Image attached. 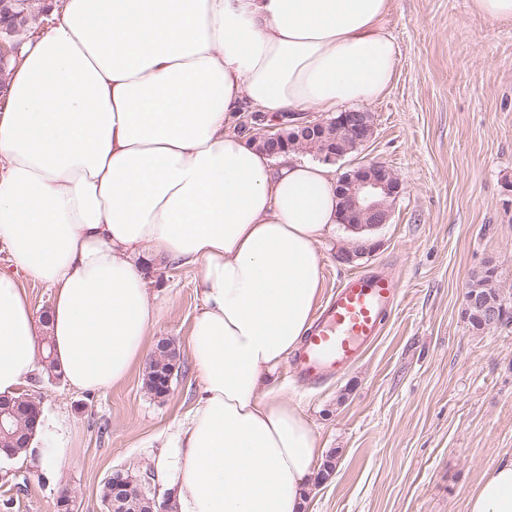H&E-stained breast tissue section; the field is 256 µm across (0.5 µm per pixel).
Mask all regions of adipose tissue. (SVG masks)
<instances>
[{
    "instance_id": "adipose-tissue-1",
    "label": "adipose tissue",
    "mask_w": 512,
    "mask_h": 512,
    "mask_svg": "<svg viewBox=\"0 0 512 512\" xmlns=\"http://www.w3.org/2000/svg\"><path fill=\"white\" fill-rule=\"evenodd\" d=\"M390 0H63L25 42L0 109V242L53 293L48 321L0 272V397L49 333L79 392L122 381L156 323L145 259L201 269L189 337L202 381L157 462L175 512H303L320 455L274 385L322 290L338 222L324 164L274 157L235 130L379 98L395 76ZM73 427L44 416L46 469ZM468 512H512V454Z\"/></svg>"
}]
</instances>
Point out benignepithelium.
<instances>
[{"instance_id": "obj_1", "label": "benign epithelium", "mask_w": 512, "mask_h": 512, "mask_svg": "<svg viewBox=\"0 0 512 512\" xmlns=\"http://www.w3.org/2000/svg\"><path fill=\"white\" fill-rule=\"evenodd\" d=\"M24 0H0V30L10 31L25 16ZM20 44L0 40V65L11 61H19ZM336 128V144L325 145L320 159L324 162H334L345 155L342 141H352L357 145L367 143L374 135V120L370 113L358 110L339 112L329 120L319 119L292 122L288 136V150L299 151L310 140L319 141L326 133L328 126ZM340 200L339 223L348 230L361 233L373 230L388 223L392 207L401 194L402 184L395 172L380 161H370L360 164L344 172L336 182ZM466 302L475 308L489 323L497 324L504 313L484 303L481 297L466 289ZM41 412L40 401L31 395H22L13 399H0V435L8 432V428L16 419H22L31 428L36 424ZM112 484L116 498L114 504H119L125 497L136 495L151 505L156 501L150 499L143 483L127 478L122 472L112 473Z\"/></svg>"}]
</instances>
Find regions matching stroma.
<instances>
[{"label": "stroma", "mask_w": 512, "mask_h": 512, "mask_svg": "<svg viewBox=\"0 0 512 512\" xmlns=\"http://www.w3.org/2000/svg\"><path fill=\"white\" fill-rule=\"evenodd\" d=\"M385 29L398 54L393 83L366 106L375 135L333 170L381 161L402 193L389 222L362 236L373 251L343 260L362 237L341 225L319 249L323 295L351 274L391 268L398 302L377 341L335 377L301 384L287 360L277 383L333 457L305 512H467L483 475L512 453V322L474 330L464 298L492 267L512 306V21H489L471 0H391ZM147 280L157 311L148 341L168 337L180 350L169 396L145 392L141 363L93 393L30 379L22 393L73 424L71 451L50 474L0 466V512H56L65 488L76 512H103L113 471L155 472L164 431L199 395L189 336L200 270L157 262Z\"/></svg>", "instance_id": "35a3bbf8"}]
</instances>
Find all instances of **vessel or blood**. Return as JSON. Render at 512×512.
Returning a JSON list of instances; mask_svg holds the SVG:
<instances>
[{
    "mask_svg": "<svg viewBox=\"0 0 512 512\" xmlns=\"http://www.w3.org/2000/svg\"><path fill=\"white\" fill-rule=\"evenodd\" d=\"M397 299L398 279L386 270L356 274L338 285L295 353L298 379L315 383L358 360L382 333Z\"/></svg>",
    "mask_w": 512,
    "mask_h": 512,
    "instance_id": "b4317fda",
    "label": "vessel or blood"
}]
</instances>
